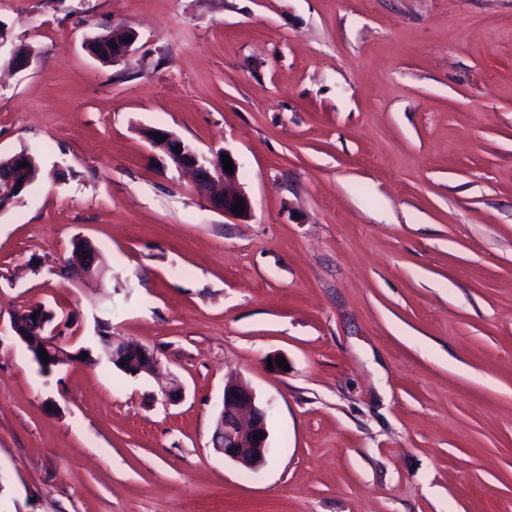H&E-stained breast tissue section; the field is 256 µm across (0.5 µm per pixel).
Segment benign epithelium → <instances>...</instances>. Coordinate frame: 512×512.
Segmentation results:
<instances>
[{"label": "benign epithelium", "instance_id": "1", "mask_svg": "<svg viewBox=\"0 0 512 512\" xmlns=\"http://www.w3.org/2000/svg\"><path fill=\"white\" fill-rule=\"evenodd\" d=\"M138 38L133 26L123 24L112 29L107 34H96L87 43L97 42L99 47L92 55L106 64H116L129 60L132 47ZM144 137L153 149V158L163 167L172 165L186 170L192 175L197 191L209 196L214 208L226 214H234L233 206L241 203L244 210L242 217L250 216L252 205L249 197L235 187L237 174L224 170L223 154L212 157L201 154L191 144L164 129H149ZM181 152H176V147ZM64 265L80 272L89 282L98 288L105 287V268L100 264V257L93 243L84 238H74L70 259ZM15 336L25 346L37 349L33 359L46 373L62 366L86 362L82 353L91 352L87 347L73 348V343L66 342L55 330L50 328V322L41 323L39 332L25 335L19 329V324L11 323ZM99 341L103 345L104 355L112 365L127 371L133 377L152 375L158 366V359L148 347L107 333V329H97ZM47 352L48 361L41 359V353ZM162 400L166 404H176L183 398L182 384L175 378L159 388ZM268 410L258 403L253 389L242 381L224 383L223 405L216 422L215 432L223 438L221 446L215 451L224 458L251 470H258L266 463L269 453L268 446ZM262 434L261 439L254 435Z\"/></svg>", "mask_w": 512, "mask_h": 512}]
</instances>
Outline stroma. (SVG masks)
Here are the masks:
<instances>
[{
	"label": "stroma",
	"mask_w": 512,
	"mask_h": 512,
	"mask_svg": "<svg viewBox=\"0 0 512 512\" xmlns=\"http://www.w3.org/2000/svg\"><path fill=\"white\" fill-rule=\"evenodd\" d=\"M0 512H512V0H0ZM132 25L129 61L88 36ZM238 161L249 218L143 132ZM103 293L57 275L73 237ZM53 311L185 388L43 373ZM282 357L286 367H269ZM270 409L256 471L215 452L224 383ZM18 153H27L24 162H28V166L12 167V170L15 171L16 179L19 182H16L13 179H6L3 183L0 184V196L16 193L21 194L26 186L25 183H27V187L25 188V191H27L33 185L35 180L38 179L37 177H39V165L34 154L28 152L25 149L19 151ZM15 188H18V191H15ZM71 249V258L69 261L64 259V265L80 272L96 288H105V268L100 264L99 253L93 243L84 237H76ZM108 328L109 324L105 323ZM107 328H97L96 336L103 345L104 355L108 361L112 362V366H118L123 370L127 371V374L133 377L140 375H153L158 366V359L148 347L135 342L133 340L126 339L121 336H112ZM108 334H107V333ZM140 350L141 361H128L126 354L129 351ZM125 360V364L121 365V361Z\"/></svg>",
	"instance_id": "obj_1"
}]
</instances>
